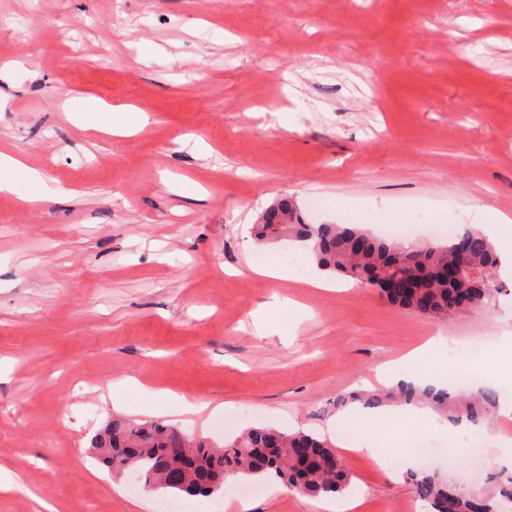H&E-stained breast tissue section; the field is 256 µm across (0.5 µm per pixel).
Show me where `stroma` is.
<instances>
[{"label":"stroma","mask_w":512,"mask_h":512,"mask_svg":"<svg viewBox=\"0 0 512 512\" xmlns=\"http://www.w3.org/2000/svg\"><path fill=\"white\" fill-rule=\"evenodd\" d=\"M100 105L149 122L112 135ZM0 151L64 192L0 193V466L19 476L0 512H157L158 492L129 493L90 452L113 414L218 443L258 426L334 442L340 398L355 414L352 393L384 391L377 367L447 339L425 378L512 329L511 277L485 310L437 321L350 279L308 287L296 245L253 234L284 197L314 224L353 213L421 240L480 207L512 216V0H0ZM262 261L289 276L252 273ZM276 294L301 311L269 335L250 314ZM172 395L217 411L170 413ZM506 422L450 437L439 416L410 434L434 469L483 485ZM392 435L370 422L340 451L354 512H427L364 453ZM218 503L326 512L276 481L225 484Z\"/></svg>","instance_id":"stroma-1"}]
</instances>
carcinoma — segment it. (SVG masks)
I'll use <instances>...</instances> for the list:
<instances>
[{"label": "carcinoma", "instance_id": "carcinoma-1", "mask_svg": "<svg viewBox=\"0 0 512 512\" xmlns=\"http://www.w3.org/2000/svg\"><path fill=\"white\" fill-rule=\"evenodd\" d=\"M262 244L314 242L318 268L338 273L369 287L377 279L410 276L417 288L411 294L388 297L393 304L434 320H445L463 310H482L500 294L496 278L499 259L491 240L474 229L446 243L428 240L403 243L375 237L352 224H308L298 208L283 198L269 207L255 225ZM463 268L460 282L450 283L439 270ZM405 404L428 405L452 421L462 417L478 422L497 405V393L482 387L463 389L397 388ZM95 458L109 471L133 472L144 485L160 486L184 497H208L224 488L229 476L274 478L313 497L342 492L350 475L336 449L326 439L275 428L251 427L217 447L179 427L153 421L136 422L114 416L94 436ZM415 497L429 512H512V481L492 491H476L446 482L436 470L407 473Z\"/></svg>", "mask_w": 512, "mask_h": 512}]
</instances>
